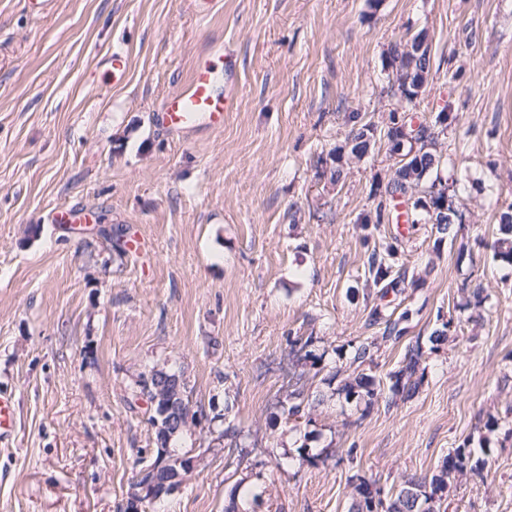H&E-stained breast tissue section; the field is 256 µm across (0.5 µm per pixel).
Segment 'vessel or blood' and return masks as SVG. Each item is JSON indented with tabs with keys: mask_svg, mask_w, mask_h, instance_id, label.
<instances>
[{
	"mask_svg": "<svg viewBox=\"0 0 512 512\" xmlns=\"http://www.w3.org/2000/svg\"><path fill=\"white\" fill-rule=\"evenodd\" d=\"M224 48L213 45L200 54L192 75L184 87L162 100L153 114L160 129L182 136L202 129L218 130L224 126V114L236 100V86L222 68ZM14 401L10 393H0V441L13 432Z\"/></svg>",
	"mask_w": 512,
	"mask_h": 512,
	"instance_id": "1",
	"label": "vessel or blood"
}]
</instances>
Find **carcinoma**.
I'll list each match as a JSON object with an SVG mask.
<instances>
[{"label":"carcinoma","instance_id":"obj_1","mask_svg":"<svg viewBox=\"0 0 512 512\" xmlns=\"http://www.w3.org/2000/svg\"><path fill=\"white\" fill-rule=\"evenodd\" d=\"M455 121L456 115L445 106L437 113L432 125L423 123L414 125L409 121L404 126L394 124L389 126L386 139L390 155H395L399 150L407 154L415 143L418 144L417 153L410 160L408 169L405 170L401 166L397 168L399 177L386 186L384 199L378 202L375 216H364L362 223L395 222L398 215L392 211L391 204L397 202L409 208L412 223L422 221L427 224L432 219L429 209L446 202L448 203V222L437 225V232L443 236L456 234L455 227L462 224V213L453 201L456 181L453 180L448 185V196L440 195L436 198L433 197L435 183H427L428 176L438 172L442 164V156L435 151L437 124L445 123L450 126ZM375 133L376 128L369 123L353 126L349 139L354 141V145L348 149L343 145L338 146L335 149L336 154L345 153L350 157L361 159V155L357 154L356 150L365 152L367 145H376ZM498 225L500 237L494 247V259L503 264L512 265V212L508 210L501 212ZM392 255H394L392 247L386 248L383 252L375 249L370 253L367 261L368 274L373 283L380 287V293L383 296L389 293L398 295L401 291L400 285L405 280V274L394 269L390 262ZM373 348L375 343L372 341L360 343L354 348L353 362L360 366L366 362H373ZM422 357L420 344L409 347L404 359L405 365L393 375V382L389 386L391 398L405 394L409 396L414 392L421 381V377L417 376V368ZM375 386L374 376L358 372L343 378L338 392L345 395L347 399L364 392L372 399L376 396ZM302 395L303 392L298 389L288 394L290 402L283 408L286 419L298 420L305 415V406L299 401ZM487 465V459L477 456L471 449L463 446L448 452L437 474L428 479L411 477L404 482V486L395 495L381 498L382 489L376 487V481L363 477L355 485L353 497L364 501L366 512H441L444 493L451 483L468 474L480 475Z\"/></svg>","mask_w":512,"mask_h":512}]
</instances>
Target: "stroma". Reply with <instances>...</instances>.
<instances>
[{"label":"stroma","mask_w":512,"mask_h":512,"mask_svg":"<svg viewBox=\"0 0 512 512\" xmlns=\"http://www.w3.org/2000/svg\"><path fill=\"white\" fill-rule=\"evenodd\" d=\"M421 31L432 69L409 102L387 49ZM214 42L238 89L223 130L157 128L155 108ZM445 106L456 236L361 224L396 169L382 139L318 183L352 115L382 135L390 113L430 124ZM511 204L512 0H53L43 15L0 0V391L16 400L0 512H124L157 448L130 388L164 361L188 381L199 418L181 445L205 467L162 512H348L357 478L396 488L464 445L492 469L451 484L452 512H512V266L493 258ZM59 208L91 221L53 229ZM111 225L145 253L114 249ZM389 246L406 282L383 299L367 258ZM477 288L483 317L464 321ZM377 308L411 310L400 339H383ZM451 317L461 326L431 341ZM306 338L318 362H290ZM367 340L363 370L385 383L421 343L411 398L336 394L332 375L352 373ZM296 373L308 424L282 413Z\"/></svg>","instance_id":"obj_1"}]
</instances>
